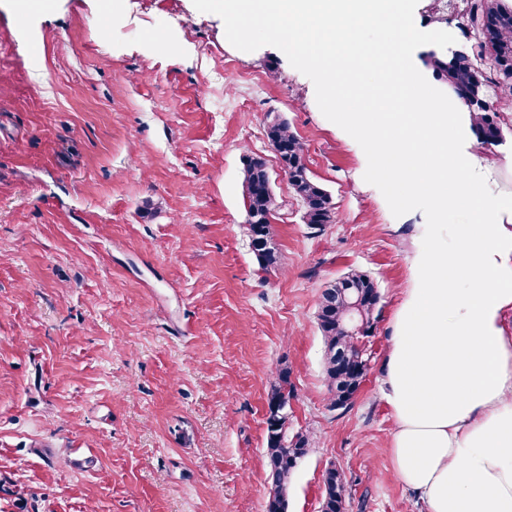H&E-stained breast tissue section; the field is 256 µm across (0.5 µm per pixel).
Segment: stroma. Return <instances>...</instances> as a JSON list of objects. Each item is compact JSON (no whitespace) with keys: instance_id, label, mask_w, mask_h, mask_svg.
<instances>
[{"instance_id":"1","label":"stroma","mask_w":512,"mask_h":512,"mask_svg":"<svg viewBox=\"0 0 512 512\" xmlns=\"http://www.w3.org/2000/svg\"><path fill=\"white\" fill-rule=\"evenodd\" d=\"M174 9L159 29L139 0H0V512H265V407L284 367L288 431L312 441L287 512H319L333 465L347 512H425L394 474L380 367L413 225L467 224L471 207L397 209L282 51L235 48L192 0ZM469 12L419 0L414 21L459 51ZM132 26L140 37H125ZM276 118L336 204L322 229L304 223L265 137ZM496 120L501 143L471 148L476 187L512 225V112ZM251 153L278 204L282 263L267 270L244 229ZM352 269L383 299L371 369L335 410L316 311Z\"/></svg>"}]
</instances>
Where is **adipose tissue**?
I'll return each mask as SVG.
<instances>
[{"label": "adipose tissue", "instance_id": "1", "mask_svg": "<svg viewBox=\"0 0 512 512\" xmlns=\"http://www.w3.org/2000/svg\"><path fill=\"white\" fill-rule=\"evenodd\" d=\"M398 78L416 91L410 68ZM348 123L373 176L408 185L395 206L417 195L440 211L475 203L473 223L414 227L379 377L394 471L425 512H512V225L494 223L498 201L474 197L478 158L456 148V104L416 91L413 111L384 101Z\"/></svg>", "mask_w": 512, "mask_h": 512}]
</instances>
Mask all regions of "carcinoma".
<instances>
[{
    "mask_svg": "<svg viewBox=\"0 0 512 512\" xmlns=\"http://www.w3.org/2000/svg\"><path fill=\"white\" fill-rule=\"evenodd\" d=\"M468 26L478 34L470 50L458 54L453 62L444 54H433L428 61L435 76L448 87L464 93L470 101L469 118L484 143L496 145L502 134L495 116L481 106L489 86L512 91V4L507 0H479L470 11ZM266 138L282 164V170L303 206V219L312 229L331 223L334 203L331 195L308 173L304 163V143L283 120L271 122ZM241 188L246 213V231L251 249L262 268L279 261L274 245L270 215L275 207L266 162L260 156H247L241 171ZM347 286L335 283L320 295L317 323L322 333L325 354L324 372L334 409L351 406L367 375L369 356L361 339L375 328L380 292L373 278L359 270L344 276ZM361 333H350L351 321ZM288 371L279 373L267 397L265 461L270 492L266 512H285V494L298 464L309 452V439L303 434L288 438L276 411L288 404ZM321 512H344L348 482L337 468L322 473Z\"/></svg>",
    "mask_w": 512,
    "mask_h": 512,
    "instance_id": "cac0c4a2",
    "label": "carcinoma"
}]
</instances>
